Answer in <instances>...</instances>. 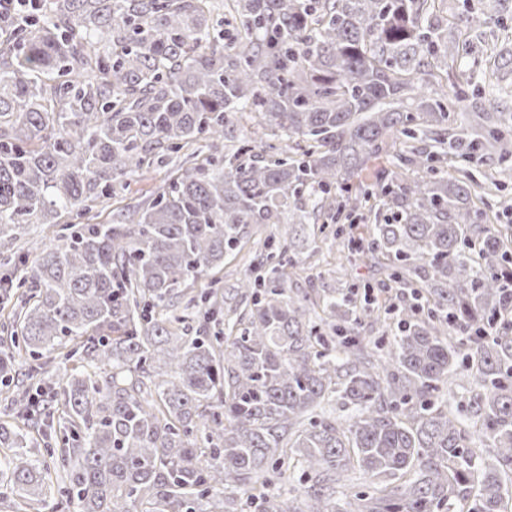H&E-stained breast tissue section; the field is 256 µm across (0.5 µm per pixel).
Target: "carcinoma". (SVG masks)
<instances>
[{"mask_svg": "<svg viewBox=\"0 0 512 512\" xmlns=\"http://www.w3.org/2000/svg\"><path fill=\"white\" fill-rule=\"evenodd\" d=\"M435 3L229 0L215 28L212 0L23 7L0 44V240L61 228L0 276V385L22 365L38 379L0 421V485L20 512H58L57 484L76 512H240L254 490L261 512H286L272 468L306 478L305 512H354L336 494L356 470L377 480L359 512H512V336L483 335L512 317V248L482 221L472 174L442 168L450 152L512 158V113L450 123L463 91L440 71L467 25L431 19ZM239 114L265 139L219 148ZM390 139L394 170L358 191ZM188 149L147 207L92 222ZM372 198L384 213L360 246L345 222ZM322 216L337 246L394 262L391 286L426 298L398 310L377 365L359 326L379 307L357 305V284L322 298L329 334L288 287L293 239ZM252 224L282 226L269 275L240 279L246 322L211 336L217 289L189 299L206 305L197 328L175 303ZM459 367L480 386L463 410L440 400ZM335 394L354 407L346 424L317 413ZM33 430L50 461L28 455Z\"/></svg>", "mask_w": 512, "mask_h": 512, "instance_id": "carcinoma-1", "label": "carcinoma"}]
</instances>
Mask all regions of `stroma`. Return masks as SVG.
Here are the masks:
<instances>
[{"label": "stroma", "instance_id": "stroma-1", "mask_svg": "<svg viewBox=\"0 0 512 512\" xmlns=\"http://www.w3.org/2000/svg\"><path fill=\"white\" fill-rule=\"evenodd\" d=\"M436 8L439 16L444 18L459 13L469 18L464 36L467 52L449 71L450 81L455 82L466 96L463 107L452 112V121L472 120L492 99L511 109L512 63H497L495 57L501 49L512 51V0H438ZM180 161L179 155H169L129 181L124 191L97 210V222L111 223L118 213L147 206L162 186L167 172ZM470 171L481 181L490 201L488 215L491 223L505 229L512 227V161L474 164ZM278 230L275 224L250 226L242 250L227 256L220 272H209L190 282L189 294L200 295L214 283L221 291H230L237 280L264 264L262 242L276 235ZM306 232V240L294 248L298 263L290 286L295 292L308 295L315 302L325 295L345 292L352 283H368L376 287L384 280L382 269L366 266L358 253H350L348 261L338 262L335 247L320 234L318 225H307Z\"/></svg>", "mask_w": 512, "mask_h": 512}]
</instances>
